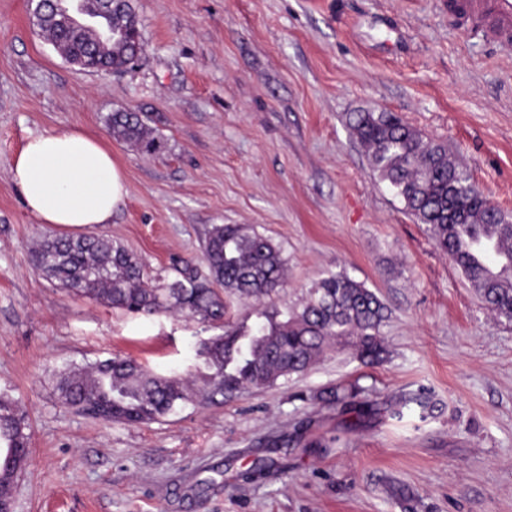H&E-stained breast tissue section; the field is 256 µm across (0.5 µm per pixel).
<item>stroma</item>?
<instances>
[{"label":"stroma","mask_w":512,"mask_h":512,"mask_svg":"<svg viewBox=\"0 0 512 512\" xmlns=\"http://www.w3.org/2000/svg\"><path fill=\"white\" fill-rule=\"evenodd\" d=\"M133 6L143 57L97 74L45 40L28 0H0V397L31 435L15 512H512V323L374 176L346 122L396 113L512 217V50L455 21L448 0ZM114 112L138 113L165 148L107 139L128 195L92 234L123 242L153 281L180 259L206 272L211 225L253 228L288 264L279 307L338 271L379 296L382 361L332 350L149 423L63 405L67 367L117 354L189 380L214 333L70 294L32 266L33 241L62 228L27 210L16 156L50 131L107 138Z\"/></svg>","instance_id":"35a3bbf8"}]
</instances>
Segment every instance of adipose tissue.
Returning <instances> with one entry per match:
<instances>
[{
	"label": "adipose tissue",
	"instance_id": "obj_1",
	"mask_svg": "<svg viewBox=\"0 0 512 512\" xmlns=\"http://www.w3.org/2000/svg\"><path fill=\"white\" fill-rule=\"evenodd\" d=\"M11 173L26 208L43 224L111 223L128 195L111 148L78 129L30 137Z\"/></svg>",
	"mask_w": 512,
	"mask_h": 512
}]
</instances>
